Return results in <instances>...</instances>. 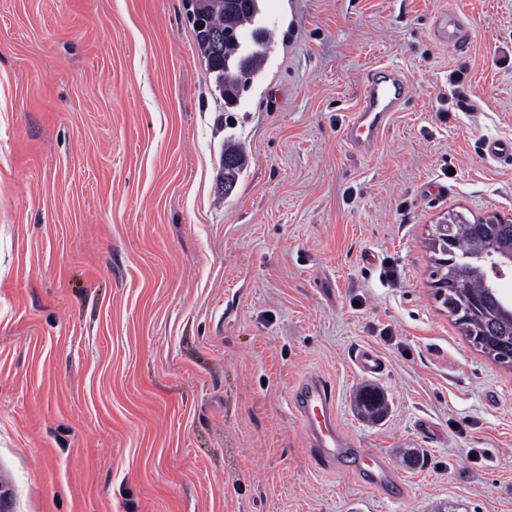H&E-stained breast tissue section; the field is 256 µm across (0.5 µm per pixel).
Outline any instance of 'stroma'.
Masks as SVG:
<instances>
[{
    "instance_id": "1",
    "label": "stroma",
    "mask_w": 512,
    "mask_h": 512,
    "mask_svg": "<svg viewBox=\"0 0 512 512\" xmlns=\"http://www.w3.org/2000/svg\"><path fill=\"white\" fill-rule=\"evenodd\" d=\"M449 10L467 52L435 37ZM263 16L264 74L228 113L186 0H0L9 512H512V366L437 298L432 246L454 215L512 218V165L483 150L512 141V0ZM381 63L413 96L367 157L341 126ZM363 347L382 374L357 369ZM311 376L393 495L315 470L289 405Z\"/></svg>"
}]
</instances>
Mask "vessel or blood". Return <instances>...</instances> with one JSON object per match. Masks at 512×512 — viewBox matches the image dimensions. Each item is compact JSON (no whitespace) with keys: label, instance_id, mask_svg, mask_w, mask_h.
Returning a JSON list of instances; mask_svg holds the SVG:
<instances>
[{"label":"vessel or blood","instance_id":"obj_1","mask_svg":"<svg viewBox=\"0 0 512 512\" xmlns=\"http://www.w3.org/2000/svg\"><path fill=\"white\" fill-rule=\"evenodd\" d=\"M436 36L455 49L466 50L470 36L459 16L441 14ZM411 82L397 68L375 66L361 79L360 99L342 129L343 141L363 155L370 154L383 140L394 113L402 111L411 95ZM354 362L362 374L383 373L385 364L377 352L362 349ZM291 406L302 422L316 469L336 470L346 460L354 461L368 488L382 492L394 478L383 456L370 448L358 447L339 427L335 400L329 384L322 378L301 382L291 395Z\"/></svg>","mask_w":512,"mask_h":512}]
</instances>
